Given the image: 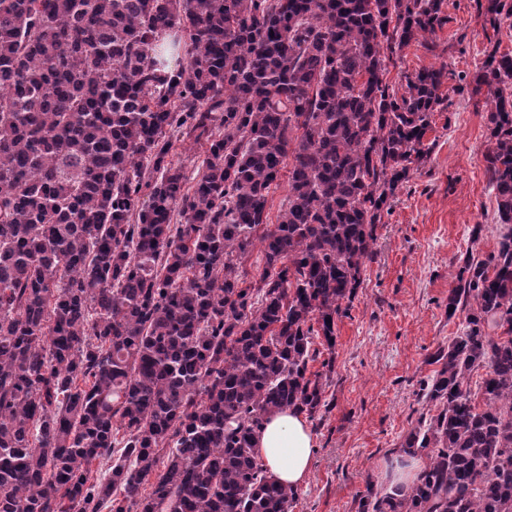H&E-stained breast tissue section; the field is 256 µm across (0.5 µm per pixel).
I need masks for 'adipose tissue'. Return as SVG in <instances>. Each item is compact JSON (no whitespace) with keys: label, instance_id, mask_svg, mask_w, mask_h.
Returning a JSON list of instances; mask_svg holds the SVG:
<instances>
[{"label":"adipose tissue","instance_id":"obj_1","mask_svg":"<svg viewBox=\"0 0 512 512\" xmlns=\"http://www.w3.org/2000/svg\"><path fill=\"white\" fill-rule=\"evenodd\" d=\"M314 436L303 414L290 410L268 416L255 437V451L278 482L297 487L308 479Z\"/></svg>","mask_w":512,"mask_h":512}]
</instances>
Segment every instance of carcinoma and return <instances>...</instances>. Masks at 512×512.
Returning a JSON list of instances; mask_svg holds the SVG:
<instances>
[{"instance_id": "cac0c4a2", "label": "carcinoma", "mask_w": 512, "mask_h": 512, "mask_svg": "<svg viewBox=\"0 0 512 512\" xmlns=\"http://www.w3.org/2000/svg\"><path fill=\"white\" fill-rule=\"evenodd\" d=\"M442 0H0V512H289L267 417L325 406L335 345L444 69L386 82ZM494 32L512 0H488ZM485 153L501 223L448 295L461 333L406 490L358 512H512V52ZM301 135L292 137L293 130ZM208 145L196 182L174 142ZM288 197L269 223L270 190ZM262 265L243 268L255 247ZM485 377L472 388V375ZM109 462L99 474L97 462Z\"/></svg>"}]
</instances>
